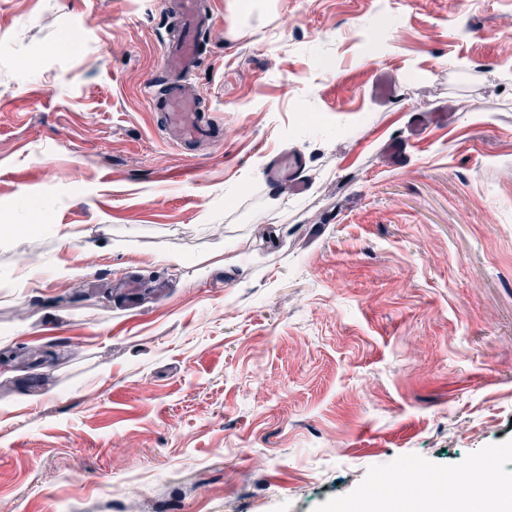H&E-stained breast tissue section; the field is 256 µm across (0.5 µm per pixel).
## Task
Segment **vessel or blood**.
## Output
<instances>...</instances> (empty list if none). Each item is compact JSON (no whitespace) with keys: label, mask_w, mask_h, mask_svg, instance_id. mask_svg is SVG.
Masks as SVG:
<instances>
[{"label":"vessel or blood","mask_w":512,"mask_h":512,"mask_svg":"<svg viewBox=\"0 0 512 512\" xmlns=\"http://www.w3.org/2000/svg\"><path fill=\"white\" fill-rule=\"evenodd\" d=\"M173 11L178 18L176 32L167 40L164 61L158 71L147 80L148 88H161V121L172 141L182 145L198 142L211 136V127L205 123L201 100L188 96L182 86L187 77L200 65L199 28L211 26L212 20L202 0H173ZM397 82L382 70L373 73V92L378 103L389 102L396 95ZM305 167L304 157L289 150L275 156L268 165L266 182L271 188L288 187L299 193L304 189L300 174Z\"/></svg>","instance_id":"1"}]
</instances>
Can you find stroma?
<instances>
[{"instance_id":"35a3bbf8","label":"stroma","mask_w":512,"mask_h":512,"mask_svg":"<svg viewBox=\"0 0 512 512\" xmlns=\"http://www.w3.org/2000/svg\"><path fill=\"white\" fill-rule=\"evenodd\" d=\"M231 1L193 154L146 89L166 0H0V512H341L403 459L512 472V0ZM286 148L303 192L266 186ZM372 84L374 97L378 103L385 104L396 96L397 82L387 72L376 69L373 72Z\"/></svg>"}]
</instances>
